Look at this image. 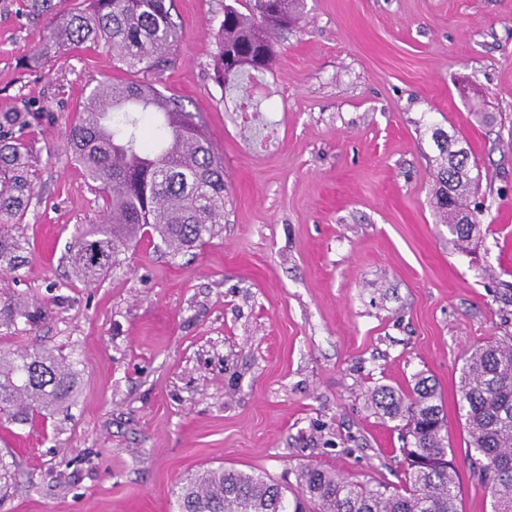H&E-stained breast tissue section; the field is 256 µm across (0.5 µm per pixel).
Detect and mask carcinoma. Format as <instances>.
<instances>
[{"label": "carcinoma", "mask_w": 512, "mask_h": 512, "mask_svg": "<svg viewBox=\"0 0 512 512\" xmlns=\"http://www.w3.org/2000/svg\"><path fill=\"white\" fill-rule=\"evenodd\" d=\"M27 15L45 23L35 52L53 46L104 44L118 67L163 74L173 63L179 32L174 0H22ZM304 0H233L217 31L214 72L229 84L246 69L270 68L278 42L300 18ZM40 119L31 103L0 115V271L14 272L28 242L16 234L38 195L30 176L28 130ZM197 114L158 81L103 80L78 104L64 147L104 202L103 219L75 229L65 258L74 273L92 280L111 269L126 246L157 238L175 257L224 223V158ZM433 207L448 219L453 206L467 224H450L463 243L477 230L480 206L469 197L479 180L466 177L470 157L448 151L450 135L436 128ZM19 335L34 325L22 304L0 309V325ZM74 363L51 349L0 350V424H24L55 413L73 397ZM460 410L466 457L490 492L492 512H512V335L471 349L462 367ZM371 402L405 431L402 485L363 483L334 470L307 465L297 491L261 475L224 467L198 471L177 485L179 512H458L457 471L436 383L418 375L407 394L380 389ZM14 463L0 455V500L18 485Z\"/></svg>", "instance_id": "1"}]
</instances>
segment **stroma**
Instances as JSON below:
<instances>
[{"label": "stroma", "instance_id": "obj_1", "mask_svg": "<svg viewBox=\"0 0 512 512\" xmlns=\"http://www.w3.org/2000/svg\"><path fill=\"white\" fill-rule=\"evenodd\" d=\"M225 0H175L166 93L224 158V221L191 251L126 249L86 283L65 253L103 201L63 154L89 82L128 79L105 46L34 61L38 26L0 0V113L34 101L39 196L0 349L45 346L78 372L72 405L0 427L23 474L0 512H176L220 466L295 483L306 465L395 481L400 435L372 392L434 379L459 512H491L459 410L470 347L512 334V0H306L269 70L213 75ZM442 129L481 174L480 235L458 247L432 208ZM5 324L8 328L13 327L15 335L27 334L28 331L32 330L34 325V316L22 304L15 306L7 305L4 309H0V325ZM23 324L24 327L19 328V325ZM29 327V328H27Z\"/></svg>", "mask_w": 512, "mask_h": 512}]
</instances>
